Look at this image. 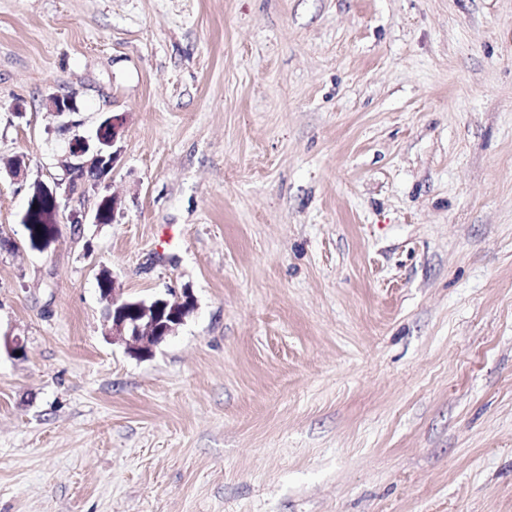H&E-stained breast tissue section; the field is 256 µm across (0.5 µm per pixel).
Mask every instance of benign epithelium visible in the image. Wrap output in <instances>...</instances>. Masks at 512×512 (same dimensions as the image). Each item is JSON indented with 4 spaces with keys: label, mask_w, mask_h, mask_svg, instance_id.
I'll return each instance as SVG.
<instances>
[{
    "label": "benign epithelium",
    "mask_w": 512,
    "mask_h": 512,
    "mask_svg": "<svg viewBox=\"0 0 512 512\" xmlns=\"http://www.w3.org/2000/svg\"><path fill=\"white\" fill-rule=\"evenodd\" d=\"M43 106L58 116L77 112L73 97L59 93L46 96ZM122 127L123 119L114 116L98 126L95 138L81 135L72 137L64 160L66 170L97 166L112 170L120 157L116 144ZM37 186L38 191L57 206L62 198L71 196L70 185L64 180L56 181L51 186L39 182ZM102 297L109 303L106 335L113 342L125 345L132 354L152 353L155 346L176 333L195 308L194 297L187 289L165 298L134 301L122 296V289L115 279L112 280V287L102 289Z\"/></svg>",
    "instance_id": "benign-epithelium-1"
}]
</instances>
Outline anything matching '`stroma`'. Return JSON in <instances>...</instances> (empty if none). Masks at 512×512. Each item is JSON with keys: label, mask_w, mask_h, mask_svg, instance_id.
<instances>
[{"label": "stroma", "mask_w": 512, "mask_h": 512, "mask_svg": "<svg viewBox=\"0 0 512 512\" xmlns=\"http://www.w3.org/2000/svg\"><path fill=\"white\" fill-rule=\"evenodd\" d=\"M52 92L124 127L39 251ZM16 155L0 512H512V0H0ZM104 269L196 307L133 356ZM51 206V202L44 200L36 205V209H33L29 200L27 207V210H29V222L28 224H25L29 238L34 240L47 237H57L59 233L58 223L55 220L46 219L44 216L46 210ZM36 227L41 229V233L36 231Z\"/></svg>", "instance_id": "35a3bbf8"}]
</instances>
